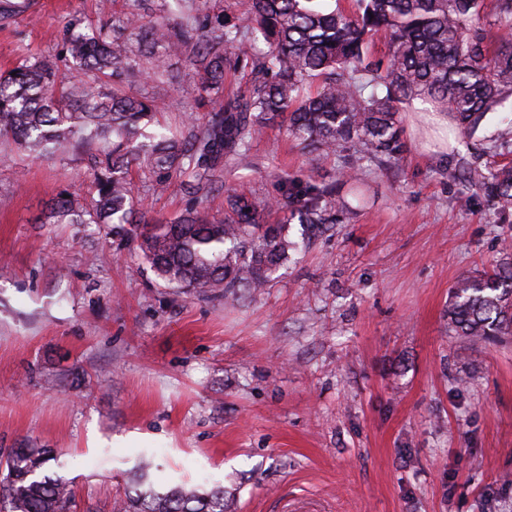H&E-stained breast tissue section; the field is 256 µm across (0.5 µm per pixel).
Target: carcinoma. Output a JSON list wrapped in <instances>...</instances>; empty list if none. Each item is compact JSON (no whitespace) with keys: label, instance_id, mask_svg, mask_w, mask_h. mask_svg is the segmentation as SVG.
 <instances>
[{"label":"carcinoma","instance_id":"1","mask_svg":"<svg viewBox=\"0 0 512 512\" xmlns=\"http://www.w3.org/2000/svg\"><path fill=\"white\" fill-rule=\"evenodd\" d=\"M323 2L250 0L248 34L219 16L182 26L132 14L127 28L138 38L191 55L198 93L222 87L226 70L249 77L247 93L225 100L203 121L188 117L175 131L155 126L163 103L106 85L142 73L110 30L95 29L94 41L70 30L68 61L96 78L59 90L54 65L44 60L0 75V136L41 154L87 148L92 210L76 211L62 197L51 218L55 224H110L117 235L136 213L128 180L134 163L152 170L158 188L191 168L185 187L194 203L174 221L144 225L143 259L166 288L231 301L255 293L300 246L288 237V224L297 218L311 233H322L330 211L342 206L333 187L281 173L276 206L268 207L279 215L277 223H259V205L236 193L225 196L224 220H210L198 193L214 188L216 173L245 156L269 124H286L304 149L337 155L350 183L365 163L404 159L403 104L426 100L469 135L512 97V0H495L494 35L482 21L484 0H355L347 12L328 11ZM379 33L388 37L385 64L367 55ZM312 84L316 92L305 93ZM460 177L462 201L479 194L494 213L512 214V166L486 173L464 166ZM448 317L460 336L490 340L511 333L512 261L461 279ZM49 456L44 448H19L7 458L0 512H73L69 483L42 471ZM114 512H226L224 488L134 487Z\"/></svg>","mask_w":512,"mask_h":512}]
</instances>
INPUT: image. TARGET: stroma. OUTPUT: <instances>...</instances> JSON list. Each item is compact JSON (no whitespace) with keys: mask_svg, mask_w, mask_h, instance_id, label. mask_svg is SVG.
Returning a JSON list of instances; mask_svg holds the SVG:
<instances>
[{"mask_svg":"<svg viewBox=\"0 0 512 512\" xmlns=\"http://www.w3.org/2000/svg\"><path fill=\"white\" fill-rule=\"evenodd\" d=\"M145 13L192 22L164 0H29L0 20V73L46 58L56 83L84 80L64 63L68 26L121 25ZM179 87L142 75L134 97L167 102L176 127L197 105L194 69ZM400 166L364 168L357 188L339 161L266 128L234 161L227 188L264 204L273 174L335 183L348 204L304 241L281 276L234 304L157 283L139 235L108 224H55L59 193L93 197L85 152L39 157L0 144V460L45 448L75 492L76 512H113L142 459L166 485L220 486L228 512H512V336L457 335L448 304L461 277L489 269L512 243L483 196L458 201L460 161L512 164V100L474 136L446 145L406 104ZM146 221L189 206L181 179L157 192L131 172Z\"/></svg>","mask_w":512,"mask_h":512,"instance_id":"1","label":"stroma"}]
</instances>
